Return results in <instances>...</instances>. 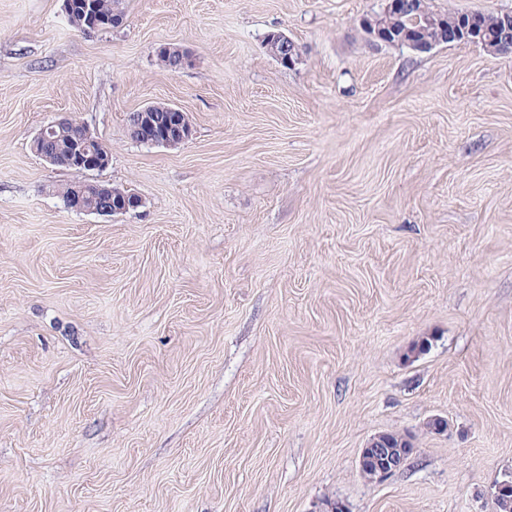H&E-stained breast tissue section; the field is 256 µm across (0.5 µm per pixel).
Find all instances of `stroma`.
<instances>
[{"label": "stroma", "mask_w": 512, "mask_h": 512, "mask_svg": "<svg viewBox=\"0 0 512 512\" xmlns=\"http://www.w3.org/2000/svg\"><path fill=\"white\" fill-rule=\"evenodd\" d=\"M380 7L127 0L86 36L63 0H0V512H497L512 55L377 41ZM154 103L188 141L129 137ZM62 118L141 208H64L72 173L31 149ZM381 433L416 451L375 482ZM167 108L173 113V120L168 122L161 133L147 134L145 137L140 136V140L136 142L175 147L189 140L192 135V125L187 113L175 106L168 105Z\"/></svg>", "instance_id": "obj_1"}]
</instances>
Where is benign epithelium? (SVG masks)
<instances>
[{"mask_svg": "<svg viewBox=\"0 0 512 512\" xmlns=\"http://www.w3.org/2000/svg\"><path fill=\"white\" fill-rule=\"evenodd\" d=\"M364 27L373 38L391 44H404L418 51L427 52L434 46L450 40H469L482 37L483 31L479 24V17L475 14L462 16V24L452 28L439 20H434L428 9L426 0H386L383 9L364 19ZM499 31L501 37L496 41L497 52H512V15H500ZM275 46L270 54L284 64H291L297 57L294 43L284 33L273 36ZM153 106L149 105L135 113L137 130L146 131L148 135L140 137V142L147 145H162L175 147L180 145L192 135V125L187 113L175 106H168L173 113V120L168 122L162 132L156 133L154 129L155 115ZM74 125L69 118L51 122L43 126L35 136L33 143L47 141L56 136L57 131ZM81 129V145L65 158L55 156H42V159L51 165L63 166L75 176L83 177L91 171L106 168L111 156L98 147L96 134L84 123L79 124ZM98 197L102 201L99 207L87 204L83 194L72 193L66 200V208L80 212L95 214L102 217H112L134 212L143 205L142 197L133 190L128 191L117 200H112V188L95 183ZM410 440L401 436L398 446L393 448V441L378 435L372 438L361 450L360 467L368 474L370 480H380L392 472L400 469L410 458L413 449L409 448Z\"/></svg>", "mask_w": 512, "mask_h": 512, "instance_id": "obj_1", "label": "benign epithelium"}]
</instances>
